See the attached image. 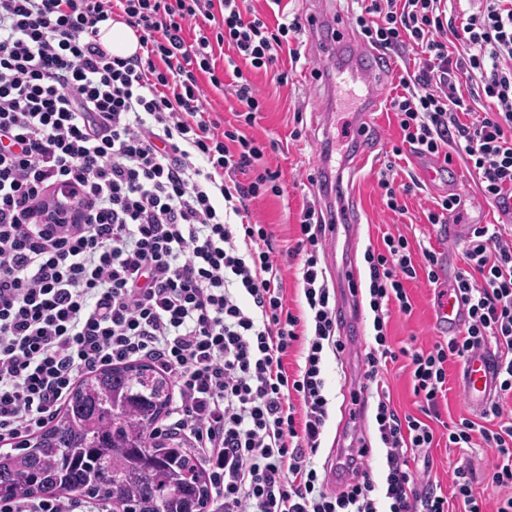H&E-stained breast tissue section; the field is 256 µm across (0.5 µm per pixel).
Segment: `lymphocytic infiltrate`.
<instances>
[{
  "mask_svg": "<svg viewBox=\"0 0 512 512\" xmlns=\"http://www.w3.org/2000/svg\"><path fill=\"white\" fill-rule=\"evenodd\" d=\"M447 0H362L354 22L389 54L418 65L391 97L410 152L461 158L480 194L512 213V0H469L459 19ZM139 35L132 56L112 55L100 23ZM299 19L269 26L240 0H0V443L42 428L77 378L151 361L177 390L155 438L186 441L209 468L216 512H486L479 479L455 468L453 493L418 484L415 452L443 424L453 448L492 450L491 483L512 488V235L473 225L466 264L452 284L468 306L455 336L429 350L395 348L391 311L411 314L408 283L438 282L439 257L413 254L405 236L368 247L373 347L353 399L375 391L384 479L369 446L340 461L352 478L328 492L316 469L328 421L323 352L336 339V297L317 245L323 213L302 209L289 254L302 259L306 310L283 303L273 235L236 227L250 202L282 192L264 165L267 146L243 135L263 102L234 69L225 86L215 46L232 47L257 71L297 58ZM472 83L459 93V81ZM230 88L235 123L211 115L207 89ZM312 336H304L303 325ZM307 343L304 365L284 358ZM490 348L497 401L480 420L443 422L448 362ZM408 358L422 417L399 415L381 386L387 363ZM0 512H112L111 502L45 496L0 500Z\"/></svg>",
  "mask_w": 512,
  "mask_h": 512,
  "instance_id": "obj_1",
  "label": "lymphocytic infiltrate"
}]
</instances>
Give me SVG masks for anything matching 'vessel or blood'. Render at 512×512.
<instances>
[{
    "mask_svg": "<svg viewBox=\"0 0 512 512\" xmlns=\"http://www.w3.org/2000/svg\"><path fill=\"white\" fill-rule=\"evenodd\" d=\"M310 44L316 54L324 59L338 57L340 65L323 69L321 80L326 94H333L336 87L346 81H354L363 91L364 105L360 109L356 127L358 139H367L368 120L376 111L379 97L377 79L386 60L376 50L356 47L350 40L341 18L335 17L325 8L319 7L306 18ZM360 217L355 209H347L343 223L328 224L330 242L345 240L354 246L358 239ZM467 319V306L454 294H445L436 309V323L442 333L455 334ZM500 376L493 356L484 350L478 351L463 363L460 373V390L473 410H483L495 397Z\"/></svg>",
    "mask_w": 512,
    "mask_h": 512,
    "instance_id": "obj_1",
    "label": "vessel or blood"
}]
</instances>
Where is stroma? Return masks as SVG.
<instances>
[{"label": "stroma", "instance_id": "stroma-1", "mask_svg": "<svg viewBox=\"0 0 512 512\" xmlns=\"http://www.w3.org/2000/svg\"><path fill=\"white\" fill-rule=\"evenodd\" d=\"M301 58L291 62L283 58L282 68L290 72L287 84H277L271 75L251 73L250 78L265 102L254 126L246 128V135L263 142H274L265 162L281 173V196L271 195L255 199L249 206V220L255 224L269 225L274 233L273 245L278 250L282 267L285 304L292 311H299L304 298L299 260L288 258L286 250L294 245L299 235V216L303 206L319 205L318 190L321 179L317 175V153L322 146H329L336 160L346 159L350 153L351 138L344 131L353 127L355 114L342 104H328L320 84L312 81L310 74L323 67V60L308 43H300ZM404 63L391 57L389 66L382 69L378 90L382 101L371 115V135L376 144L368 165L354 178L346 197L358 208L362 222L359 241L354 252L355 262H362L368 246L379 245L384 235H404L412 244L432 246L440 254L441 270L437 283L419 280L410 284L414 308L411 315L391 313L388 334L394 347L426 350L440 340L435 325V307L438 291L450 287L455 275L465 263L461 250L464 233L475 224H495L499 221L498 209L481 196L472 176L462 161H455L448 174L432 183L421 181L420 168L426 165L423 157L405 151L394 154L400 144V130L394 112L388 108V99L399 90V76ZM388 175L395 185L413 183L410 194L401 196L402 211L387 207L378 185L380 175ZM450 193L459 194L461 208L449 217L450 224H458L463 232L449 237L447 226L428 223L426 214L436 198ZM319 255L326 270L327 285L336 293L346 324L340 334L345 343L342 355L332 349L324 351L326 394L329 398V419L323 446L315 461L323 467L330 463V451L343 448L356 452L360 439L375 440V401H368L363 413L354 415L350 409V392L358 387L364 372L363 358L373 344V314L370 309L355 313L346 283L338 270L346 259L344 252H334L326 245H319ZM384 387L389 392L394 407L400 413L417 414L419 402L413 393L412 374L406 358L390 364L384 376ZM433 460L431 476L442 490H449L452 472L460 465H471L478 474H485L490 459L487 449L449 448L439 445L431 448Z\"/></svg>", "mask_w": 512, "mask_h": 512}]
</instances>
